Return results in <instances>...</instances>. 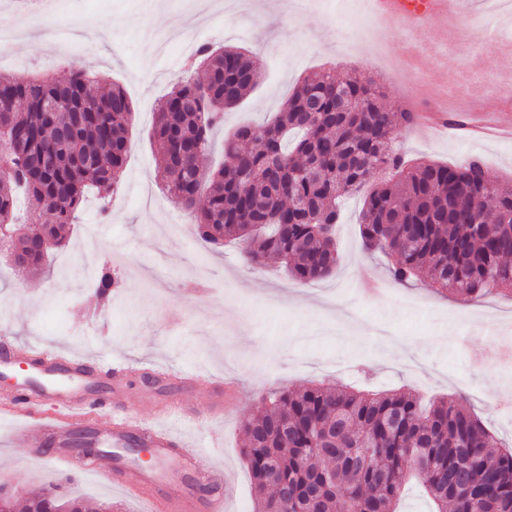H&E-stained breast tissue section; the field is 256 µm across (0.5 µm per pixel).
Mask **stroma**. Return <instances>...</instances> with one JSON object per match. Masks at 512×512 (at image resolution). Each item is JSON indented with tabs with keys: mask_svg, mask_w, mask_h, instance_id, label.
<instances>
[{
	"mask_svg": "<svg viewBox=\"0 0 512 512\" xmlns=\"http://www.w3.org/2000/svg\"><path fill=\"white\" fill-rule=\"evenodd\" d=\"M205 20L180 45L159 51L168 15L194 0H54L35 8L28 0H0V25L26 19L36 41L12 42L0 71L63 78L89 70L122 87L135 113L121 187L108 203L88 193L68 245L34 275L0 257V336L21 344L49 342L87 362L122 359L129 396L145 423L156 420L157 398L144 371L151 365L189 370L235 383L237 394L217 418L211 392L198 385L185 401L202 422L168 420L189 443L198 469L221 464L231 485L226 512H255L252 478L241 450L243 424L259 417L271 393L320 383L372 390L410 389L423 398H462L497 439L512 445V414L488 409L512 384V367L488 358L512 339V298L490 294L463 300L433 288L428 275L394 282L386 258L369 255L359 224L362 194L345 201L337 228L339 261L324 280L301 284L276 263L244 262L236 243L213 248L198 239L190 215L162 192L151 132L155 112L202 44L245 48L261 74L259 85L226 111L203 160L217 169L224 138L240 124L273 118L304 78L335 66L337 78L360 75L380 85L392 111L424 109L444 95L431 71L450 63L449 82L465 106L480 114L512 107V41L484 29L481 7L430 25L416 35L395 20L371 14L360 0H214ZM66 28L90 52L50 47L49 30ZM405 161L455 164L479 157L493 182L512 183V143L470 142L448 135L434 140L396 129ZM95 224L99 237L87 239ZM110 267L119 287L112 301L96 296L95 278ZM13 421L0 420V484L17 498L56 482L61 472L33 439L10 440ZM90 512L100 503L114 512H149L146 502L86 474L74 482Z\"/></svg>",
	"mask_w": 512,
	"mask_h": 512,
	"instance_id": "1",
	"label": "stroma"
}]
</instances>
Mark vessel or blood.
Wrapping results in <instances>:
<instances>
[{"mask_svg":"<svg viewBox=\"0 0 512 512\" xmlns=\"http://www.w3.org/2000/svg\"><path fill=\"white\" fill-rule=\"evenodd\" d=\"M452 0H369L371 10L380 16L393 17L405 26L421 30L430 19L447 16ZM27 371L25 382L13 395L0 396V416L22 418L15 428L14 439L30 434L54 440L59 448L51 464L69 474L80 472L74 450L66 443L75 432L84 431L95 443L108 447L126 445L129 437H138L141 445L152 448L158 462L179 461L182 468L194 470L193 457L184 452L185 440L172 430L143 423L134 409L124 401L128 370L119 361L89 367L71 352L55 346L0 344V368ZM111 408L108 425H101L100 413ZM101 475L129 497L145 500L151 512H223L226 474L212 468L196 472L198 482L212 486L213 494L200 499L162 483L159 471L130 468L122 457L108 456Z\"/></svg>","mask_w":512,"mask_h":512,"instance_id":"b4317fda","label":"vessel or blood"}]
</instances>
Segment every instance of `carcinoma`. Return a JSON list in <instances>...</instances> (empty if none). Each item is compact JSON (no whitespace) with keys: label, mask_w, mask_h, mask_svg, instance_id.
<instances>
[{"label":"carcinoma","mask_w":512,"mask_h":512,"mask_svg":"<svg viewBox=\"0 0 512 512\" xmlns=\"http://www.w3.org/2000/svg\"><path fill=\"white\" fill-rule=\"evenodd\" d=\"M155 116L153 141L167 195L189 211L196 236L237 240L247 262L284 263L300 283L330 276L338 263L340 199L374 174L359 232L366 249L393 258L388 271L405 284L427 271L438 289L463 299L512 291V186L491 181L483 163L407 166L393 146L395 121L374 82L328 69L304 80L266 125L224 138V166L199 164L224 111L257 86L260 72L242 50L202 44ZM85 71L66 81L0 73V225L12 224L15 263L44 269L65 245L86 194L120 184L134 108L118 85L99 92ZM96 89L94 96L89 90ZM354 102L339 110L338 94ZM206 204L197 208L201 185ZM39 213L27 222L18 204ZM112 270H100L96 294H112ZM258 512H397L407 480L423 482L435 512H512V453H497L482 420L460 401L427 406L409 391L363 392L321 384L281 391L264 416L244 424ZM73 445L97 456L89 434ZM24 512H83L82 500L52 485L27 499Z\"/></svg>","instance_id":"cac0c4a2"}]
</instances>
